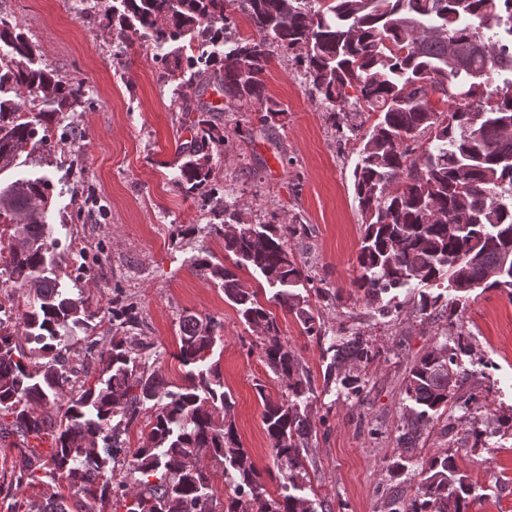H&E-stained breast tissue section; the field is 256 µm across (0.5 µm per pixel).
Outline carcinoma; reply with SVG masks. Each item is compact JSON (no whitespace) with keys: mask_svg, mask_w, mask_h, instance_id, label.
<instances>
[{"mask_svg":"<svg viewBox=\"0 0 512 512\" xmlns=\"http://www.w3.org/2000/svg\"><path fill=\"white\" fill-rule=\"evenodd\" d=\"M237 4L253 34L231 38L228 7ZM106 27L121 42L147 31L159 45L211 42L224 52L182 54L165 75H206L196 99L179 108L192 136L180 144L184 162L177 185L200 196L214 221L206 233L224 241L227 265L208 253L193 271L224 288L239 319L260 333L264 362L286 391L273 399L255 385L280 490L265 488L260 471L238 437L218 363L210 362L221 324L185 312L178 352L184 383L169 388L151 368V345L132 347L143 320L129 298L116 294L107 347L88 333L100 310L92 308L84 282L93 276L88 251L60 249L50 222L54 184L46 174L12 181L0 191V291L15 290L24 306L0 317V415L10 421L0 433L17 438L20 465L0 485L7 512H21L16 490L52 485L56 492L37 512H104L120 503L125 512H331V506L298 494L305 479V453L314 429L298 399L310 385L307 371L259 289L241 281L244 267L259 285L278 289L275 298L294 314L307 336H323L321 318L308 298L292 292L309 280L290 241L306 231L294 218L284 224H251L224 200L215 158L229 141L220 109L204 100L208 89L224 93L239 112H260L272 127L285 113L267 95L265 77L275 51L293 57L332 125L358 142L352 173L364 230L356 257L359 275L350 287L366 303L414 283L447 281L467 294L503 290L512 296V266L496 278L488 271L512 252V0H112ZM0 44L10 64L0 68V94L24 88L39 102L27 119L28 103L0 98V174L16 165L26 148L46 145L56 115L84 98L85 84L55 70L34 67L37 46L0 20ZM371 126H366L370 117ZM77 200L83 178L70 162L61 178ZM421 296L425 314L438 307L457 314L456 302ZM86 333L85 353L94 372L70 365L69 353ZM334 350L339 366L369 362L375 352L362 338ZM469 345L433 347L409 367L405 393L413 403L398 441L412 449L433 414L452 403L469 411L473 397L461 394L455 369ZM94 381H89V376ZM149 431L129 463L132 482L114 479L121 436L141 414ZM417 494L394 512H469L471 486L453 458L434 457L422 468ZM230 488L217 494L215 479Z\"/></svg>","mask_w":512,"mask_h":512,"instance_id":"cac0c4a2","label":"carcinoma"}]
</instances>
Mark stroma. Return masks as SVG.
<instances>
[{"instance_id":"obj_1","label":"stroma","mask_w":512,"mask_h":512,"mask_svg":"<svg viewBox=\"0 0 512 512\" xmlns=\"http://www.w3.org/2000/svg\"><path fill=\"white\" fill-rule=\"evenodd\" d=\"M107 3L0 0V15L38 44L37 66L80 79L87 89L82 103L62 114L75 137L49 139L23 156L21 171L56 179L63 165L82 156L99 210L77 209L66 193L53 202L56 223L67 225L99 259L86 285L92 302L122 293L137 303L144 322L140 339L156 350L155 367L172 385L182 384L185 373L173 357L183 312L220 321L223 339L214 356L234 398L238 435L259 469L272 467L254 384H265L275 399L284 386L264 364L257 333L240 321L223 288L190 267L195 256L224 254L222 242L204 231L211 216L201 199L184 196L176 185L178 145L190 133L174 100L193 95L195 87L164 78L162 59L170 46L115 43L101 16ZM266 91L284 104L286 115L268 128L254 111L222 113L227 126L247 125L251 136L231 138L217 178L226 201L252 223L301 216L306 232L292 243L299 265L340 291L336 304L310 301L323 322L321 337L303 334L295 317L275 304L272 288L259 295L311 378L299 399L316 430L307 450V497L327 501L332 512H389L393 498L415 494L423 464L446 453L469 478L470 512H512V427L496 420L512 411V297L473 291L452 319L417 311L422 285L401 290L395 308L386 311L357 297L350 287L359 274L361 238L351 181L357 145L333 127L291 58L275 56ZM182 225L188 234H179ZM461 333L471 349L459 354L457 370L463 391L476 394V408L440 410L415 449L404 451L398 436L410 407L406 370L431 347H455ZM354 335L376 353L373 361L350 368L363 387L358 398L341 385L331 351Z\"/></svg>"}]
</instances>
